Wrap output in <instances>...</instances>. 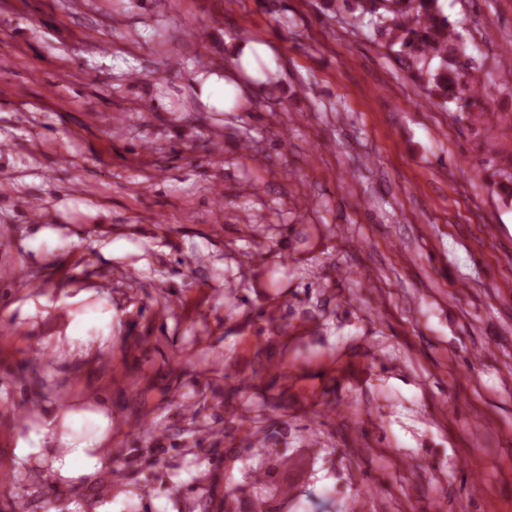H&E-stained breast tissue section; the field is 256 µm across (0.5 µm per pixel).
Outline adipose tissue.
Returning a JSON list of instances; mask_svg holds the SVG:
<instances>
[{"label": "adipose tissue", "instance_id": "1", "mask_svg": "<svg viewBox=\"0 0 512 512\" xmlns=\"http://www.w3.org/2000/svg\"><path fill=\"white\" fill-rule=\"evenodd\" d=\"M104 411H72L62 422H51L29 431L14 450L19 467L40 466L50 473L55 488L66 489L83 482L102 467L110 452ZM60 436L63 446L49 449L47 439Z\"/></svg>", "mask_w": 512, "mask_h": 512}]
</instances>
